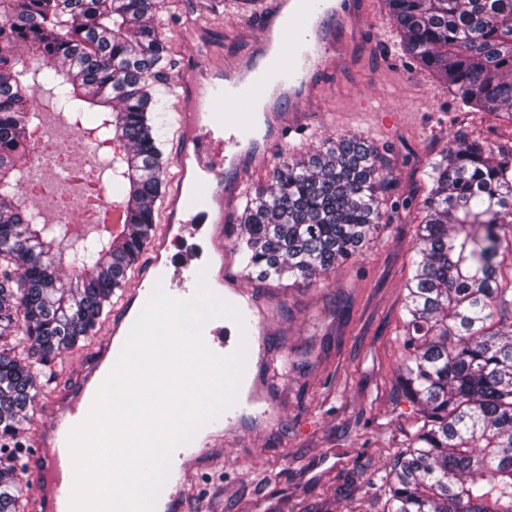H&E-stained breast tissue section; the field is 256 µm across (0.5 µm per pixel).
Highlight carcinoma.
<instances>
[{
    "instance_id": "cac0c4a2",
    "label": "carcinoma",
    "mask_w": 512,
    "mask_h": 512,
    "mask_svg": "<svg viewBox=\"0 0 512 512\" xmlns=\"http://www.w3.org/2000/svg\"><path fill=\"white\" fill-rule=\"evenodd\" d=\"M406 52L480 112L512 113V0H387ZM158 0H0V512L25 489L11 447L34 412L42 366L89 335L149 241L167 171L149 79L164 57ZM58 113L126 141L109 188L124 230L78 234L22 202L41 112L26 76ZM431 186L405 284L399 382L422 425L382 478L383 512H512V150L462 136L426 172ZM389 188L372 146L340 134L286 155L249 197L235 243L247 276L311 278L358 257ZM70 274L68 287L59 272Z\"/></svg>"
}]
</instances>
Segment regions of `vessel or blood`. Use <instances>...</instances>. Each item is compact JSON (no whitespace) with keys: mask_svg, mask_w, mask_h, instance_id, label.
<instances>
[{"mask_svg":"<svg viewBox=\"0 0 512 512\" xmlns=\"http://www.w3.org/2000/svg\"><path fill=\"white\" fill-rule=\"evenodd\" d=\"M364 6V0H336L332 8L326 0H266L257 19L264 39L251 55L232 64L230 72L214 70L201 50L182 63L168 86L169 93L177 99L179 171L170 180L164 224L148 244L150 256L144 277L157 282L166 278L174 228L191 223L196 217L206 223L215 253L223 254L227 221L224 199L236 194L237 185L225 181L223 170L214 165L215 159L229 157L237 172L253 164V157L241 155L240 149L257 141L255 105L277 91L287 98L289 111H301L324 59H340L345 54L344 45L335 40V31L359 18ZM202 277L214 280V266L197 263L194 255H183L175 297L191 298ZM234 292L230 285L217 292L221 299L231 300L242 319L233 344L225 351L233 353L241 345L246 357L251 358L257 351L255 331L261 323L253 306L235 298ZM138 297V290L126 293L120 310L109 319L93 357L80 365L73 381L54 400L41 403L37 409L34 451L26 461L38 485L35 512H68L73 468L67 436L73 426L85 419L107 368L115 365L121 349L114 338L129 333L133 325L129 314ZM257 381L251 368H244L239 393L211 422L215 437H223L225 426L250 407L251 401L244 397L243 390ZM186 475L183 468L169 471L162 487L167 499L165 512H187L182 493Z\"/></svg>","mask_w":512,"mask_h":512,"instance_id":"obj_1","label":"vessel or blood"}]
</instances>
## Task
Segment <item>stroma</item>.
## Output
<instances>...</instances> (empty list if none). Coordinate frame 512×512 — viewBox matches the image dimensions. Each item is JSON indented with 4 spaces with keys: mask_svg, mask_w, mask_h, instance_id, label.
<instances>
[{
    "mask_svg": "<svg viewBox=\"0 0 512 512\" xmlns=\"http://www.w3.org/2000/svg\"><path fill=\"white\" fill-rule=\"evenodd\" d=\"M368 2L366 32L349 37L352 65L320 75L319 99L282 149L306 155L339 134L366 138L391 181L380 197L383 220L358 258L324 276L280 280L245 276L234 248L239 224L225 225L224 275L255 301L279 378L259 388V408L239 414L223 446L191 471L189 512H381L383 496L367 478L389 468L419 425L399 392L397 368L424 170L459 135L512 148V116L462 108L405 53L383 0ZM156 24L167 53L152 117L171 172L167 76L198 41L211 60L227 63L252 52L261 33L238 0H160ZM104 330L97 324L47 364L37 399L68 385Z\"/></svg>",
    "mask_w": 512,
    "mask_h": 512,
    "instance_id": "stroma-1",
    "label": "stroma"
}]
</instances>
